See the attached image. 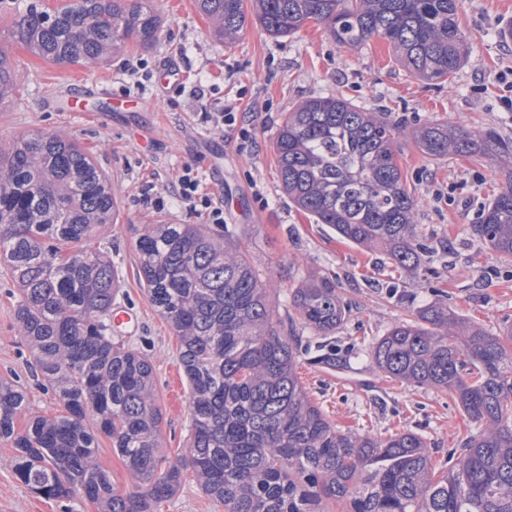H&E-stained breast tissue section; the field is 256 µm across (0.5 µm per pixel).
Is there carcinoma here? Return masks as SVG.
I'll list each match as a JSON object with an SVG mask.
<instances>
[{"label": "carcinoma", "mask_w": 512, "mask_h": 512, "mask_svg": "<svg viewBox=\"0 0 512 512\" xmlns=\"http://www.w3.org/2000/svg\"><path fill=\"white\" fill-rule=\"evenodd\" d=\"M0 0L14 41L61 65H98L132 41L156 43L151 0ZM214 32L233 41L252 16L271 36L309 22L342 47L386 40L411 73L431 85L466 58L459 0H196ZM11 55L0 48V103L17 93ZM434 160L490 157L507 185L471 225L512 265V142L463 122L419 121L408 129L338 97L297 104L278 129L280 179L296 207L357 247L386 250L418 270L429 251L417 224L420 200L396 162L400 137ZM117 223L108 177L70 136L23 134L0 147V263L16 285L17 335L58 414L30 411L26 391L0 379V461L35 494L58 502L80 495L98 512H157L186 472L224 512H512V324L488 331L449 304L401 320L370 347L383 375L456 399L473 423L432 468L425 439L336 426L312 400L298 369L310 342L297 328L335 334L346 306L327 278L292 292L282 319L267 283L235 230L224 225L147 224L136 242L145 292L168 323L188 380L190 442L161 452L162 410L150 356L114 341L120 276L96 245ZM26 420L23 430L18 421ZM112 440L135 478L112 483L98 463L97 433Z\"/></svg>", "instance_id": "cac0c4a2"}]
</instances>
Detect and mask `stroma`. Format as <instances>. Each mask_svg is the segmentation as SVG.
<instances>
[{
	"mask_svg": "<svg viewBox=\"0 0 512 512\" xmlns=\"http://www.w3.org/2000/svg\"><path fill=\"white\" fill-rule=\"evenodd\" d=\"M161 17L158 41L147 49L128 44L101 67L57 65L31 54L0 19V47L16 61L18 95L0 103V139L35 130L63 131L90 153L108 176L117 200V224L100 234L121 277L117 306L130 310L135 327L116 334L129 347L149 339L164 451L179 454L190 420L178 346L169 325L140 283L135 242L147 224H201L203 207L182 203L173 186L192 166L199 197L223 206L237 225L254 266L271 273V301L289 309L301 280L333 279L349 311L337 329L336 363H303V385L343 429L372 434L412 430L442 466L448 450L471 423L457 401L434 388L388 381L369 348L401 319L435 302L457 308L488 330L512 323V266L501 264L471 230L478 209L505 183L490 162L464 157L431 160L408 138H399L407 186L420 200V233L431 247L421 273L397 266L385 253L355 247L327 225L299 211L282 191L273 142L283 113L312 97L338 96L386 119L464 122L512 141V107L499 82L512 70V0H460L459 19L468 55L440 85L415 78L387 41L343 48L324 26L307 23L295 35L275 38L248 21L238 38L214 36L194 0H154ZM181 80L162 86L167 69ZM89 97L86 111L69 112L70 97ZM237 107V127L217 125L215 112ZM249 132L241 139L239 129ZM163 206H156V198ZM15 285L0 266V377L23 384L36 414L53 415L58 402L33 377L30 354L15 333ZM0 512H95L76 497L61 504L35 495L11 469L0 466ZM159 512H223L193 475Z\"/></svg>",
	"mask_w": 512,
	"mask_h": 512,
	"instance_id": "35a3bbf8",
	"label": "stroma"
}]
</instances>
